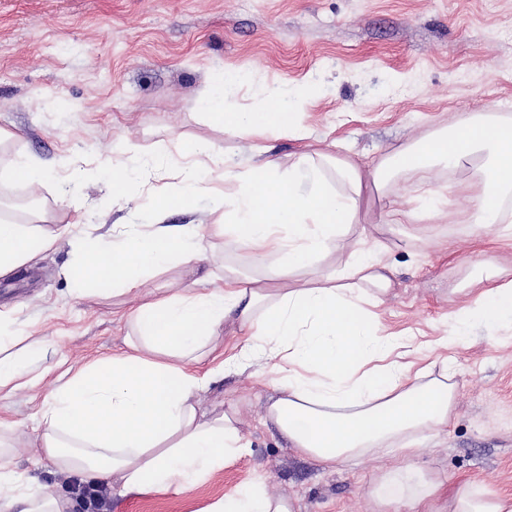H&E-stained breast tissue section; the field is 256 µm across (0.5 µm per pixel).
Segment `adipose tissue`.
Masks as SVG:
<instances>
[{
  "label": "adipose tissue",
  "mask_w": 512,
  "mask_h": 512,
  "mask_svg": "<svg viewBox=\"0 0 512 512\" xmlns=\"http://www.w3.org/2000/svg\"><path fill=\"white\" fill-rule=\"evenodd\" d=\"M198 100L226 133L257 137L271 128L302 139L297 109L287 95L270 93L260 112L228 110L224 84L204 86ZM183 188L162 199L189 208L202 173L201 158L221 170L227 191L216 194L210 224H158L153 230L127 223L108 241L85 245L69 276L76 287L94 283L118 296L141 289L145 278L178 263L202 261L209 240L247 250L271 270L275 287L243 280L217 267V287L147 294L127 316L123 347L112 356L69 370L45 396L38 414L40 456L83 482H105L121 495L181 496L225 463L242 457L249 443L236 408L202 411L199 394L231 367L278 396L266 419L300 454L326 467L358 464L396 448L403 465L376 477L369 494L379 512H412L443 489L441 478L416 465L423 434L448 425L457 388L447 369H412L394 359L413 338L386 331L374 312L392 287L385 275V246L360 219L366 188L383 190L404 175L428 178L437 170L470 167L458 188L478 233L512 222L503 201L512 196V120L469 115L448 127L362 164L326 150L295 153L288 165L267 157L246 172L215 158L202 141L185 145ZM44 211L29 218L0 215V276L13 274L69 234V225L45 224ZM237 322L241 340L217 364L202 361L223 340L224 323ZM512 329V280L500 272L484 279L477 297L465 300L453 339L474 326ZM52 340H29L11 314L0 311V392L34 389L33 359L55 355ZM13 423L0 421V512H67V499L40 489L20 490L11 469ZM201 512H294L291 501L255 476L234 494ZM448 512H512V496L470 481L448 494Z\"/></svg>",
  "instance_id": "ef3b65f1"
}]
</instances>
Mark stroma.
I'll return each mask as SVG.
<instances>
[{"mask_svg": "<svg viewBox=\"0 0 512 512\" xmlns=\"http://www.w3.org/2000/svg\"><path fill=\"white\" fill-rule=\"evenodd\" d=\"M220 73L229 108L257 112L272 89L296 92L308 144L377 159L456 117L512 101V0H0V129L13 134L0 159H56L39 204L49 223L71 227L33 265L0 277V310L12 311L32 338L58 345L55 357L33 364L44 376L39 390L0 398V420L17 425L12 464L30 485L75 500V480L40 459V402L67 368L119 351L126 316L140 302L75 291L66 274L79 240L104 236L127 217L123 203H106L97 166L128 164L112 153L120 136L158 160L138 179L144 224L161 196L179 191L183 144L207 141L237 170L249 169L252 139L225 135L197 103ZM76 168L89 176L74 187L72 206H58ZM423 224L425 238L413 246L414 222L384 234L393 290L377 309L388 331L446 358L458 385L447 427L424 439L417 463L449 482L512 495V339L477 327L451 348L437 345L462 294L478 292L479 269L512 252L494 235L476 236L465 202L454 197ZM207 269L179 265L143 288H206ZM267 397L249 371L225 373L200 400L238 408L250 453L186 496L109 492L112 512H199L258 473L295 512H373L372 475L401 457L326 468L266 423Z\"/></svg>", "mask_w": 512, "mask_h": 512, "instance_id": "35a3bbf8", "label": "stroma"}]
</instances>
